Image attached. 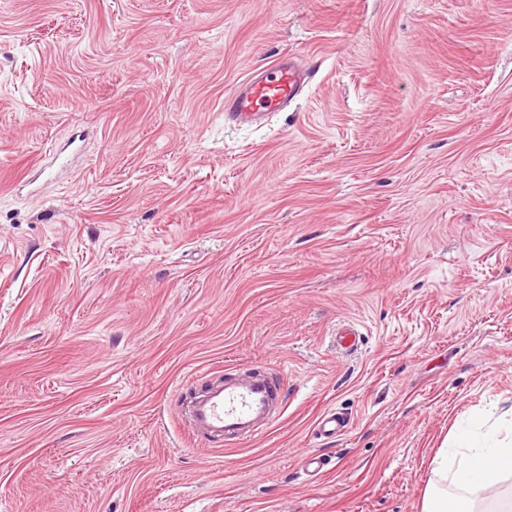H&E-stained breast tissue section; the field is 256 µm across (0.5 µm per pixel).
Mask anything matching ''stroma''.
I'll list each match as a JSON object with an SVG mask.
<instances>
[{
    "instance_id": "35a3bbf8",
    "label": "stroma",
    "mask_w": 512,
    "mask_h": 512,
    "mask_svg": "<svg viewBox=\"0 0 512 512\" xmlns=\"http://www.w3.org/2000/svg\"><path fill=\"white\" fill-rule=\"evenodd\" d=\"M238 365L284 413L203 447ZM511 408L512 0H0V512H421ZM309 79L296 57L284 56L252 73L224 98V121L263 126L302 95ZM286 392L259 366H239L186 402L182 417L192 437L231 446L264 435L280 418ZM345 418L334 411L324 412L315 422L314 431L320 438L336 437L347 428Z\"/></svg>"
}]
</instances>
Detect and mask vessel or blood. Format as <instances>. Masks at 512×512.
Listing matches in <instances>:
<instances>
[{"instance_id":"obj_1","label":"vessel or blood","mask_w":512,"mask_h":512,"mask_svg":"<svg viewBox=\"0 0 512 512\" xmlns=\"http://www.w3.org/2000/svg\"><path fill=\"white\" fill-rule=\"evenodd\" d=\"M310 75L294 57H282L255 71L224 99L225 121L260 127L303 93ZM286 392L279 378L258 366H239L213 380L186 402L182 417L191 436L233 445L264 435L280 418ZM345 418L324 412L314 430L319 437L344 432Z\"/></svg>"}]
</instances>
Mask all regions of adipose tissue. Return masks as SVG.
I'll list each match as a JSON object with an SVG mask.
<instances>
[{
    "instance_id": "adipose-tissue-1",
    "label": "adipose tissue",
    "mask_w": 512,
    "mask_h": 512,
    "mask_svg": "<svg viewBox=\"0 0 512 512\" xmlns=\"http://www.w3.org/2000/svg\"><path fill=\"white\" fill-rule=\"evenodd\" d=\"M434 472L438 480L427 486L422 512H476L469 492L495 487L503 473L512 472V440L498 439L496 427H489L482 443L463 442L444 449ZM452 485L457 494H449Z\"/></svg>"
}]
</instances>
